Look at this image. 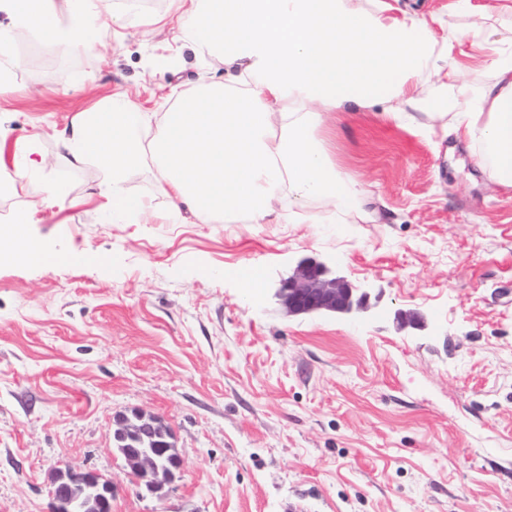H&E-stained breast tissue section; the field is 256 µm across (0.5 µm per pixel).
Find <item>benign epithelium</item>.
I'll return each instance as SVG.
<instances>
[{"label":"benign epithelium","instance_id":"benign-epithelium-1","mask_svg":"<svg viewBox=\"0 0 512 512\" xmlns=\"http://www.w3.org/2000/svg\"><path fill=\"white\" fill-rule=\"evenodd\" d=\"M274 297L290 315L356 314L367 305V295L357 294L344 279L331 274L322 262L311 258L299 262L293 274L281 280ZM130 480L134 486L159 495L180 469L172 442L157 448H139L129 458ZM80 486L91 491L105 512H112V482L93 470L58 469L46 512H70L73 498L65 497L62 487Z\"/></svg>","mask_w":512,"mask_h":512}]
</instances>
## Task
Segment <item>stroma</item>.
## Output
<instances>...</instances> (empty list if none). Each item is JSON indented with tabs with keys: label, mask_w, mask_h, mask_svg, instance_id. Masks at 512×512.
<instances>
[{
	"label": "stroma",
	"mask_w": 512,
	"mask_h": 512,
	"mask_svg": "<svg viewBox=\"0 0 512 512\" xmlns=\"http://www.w3.org/2000/svg\"><path fill=\"white\" fill-rule=\"evenodd\" d=\"M451 2L397 5L440 36L512 25L505 0ZM170 10L114 0L107 50L29 29L0 55V132L41 133L63 188L31 230L89 258L0 265V512H45L65 465L110 479L112 512H512V188L455 134L355 107L317 135L367 189L361 211L314 200L318 224H202L171 215L145 170L124 185L149 201L144 223H112L103 175L55 134L117 94L159 112L171 87L223 80L200 46L149 26ZM497 51L453 55L480 87ZM305 258L366 291L367 311L287 315L273 293ZM409 311L419 322L400 327ZM137 410L175 435L182 477L161 498L113 444L114 418Z\"/></svg>",
	"instance_id": "35a3bbf8"
}]
</instances>
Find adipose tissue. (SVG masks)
<instances>
[{
  "instance_id": "ef3b65f1",
  "label": "adipose tissue",
  "mask_w": 512,
  "mask_h": 512,
  "mask_svg": "<svg viewBox=\"0 0 512 512\" xmlns=\"http://www.w3.org/2000/svg\"><path fill=\"white\" fill-rule=\"evenodd\" d=\"M159 24L179 23L187 40L204 46L224 80L176 92L153 135L150 117L122 99L80 113L59 137L70 160L93 161L110 177L99 194L113 223L143 215L142 198L124 183L151 167L155 187L173 209L187 207L200 223L309 224L307 202L339 212L361 207L364 192L331 159L316 132L329 112L380 107L402 125L418 110L449 119L456 135L478 141L477 163L490 179L512 187V56L495 63L491 83L474 89L451 56L467 30L436 40L426 19L398 18L387 0L371 8L356 0H172ZM110 0H0L12 25L0 27V53L17 29L73 50L102 46L99 16ZM450 87V98L424 94V85ZM38 135L15 143L13 164L0 159L12 185L43 180L40 207L0 226V264L34 267L61 262L33 234L39 208L60 194L45 178Z\"/></svg>"
}]
</instances>
